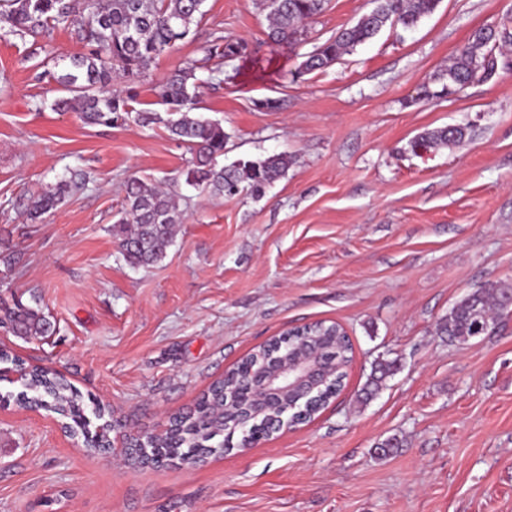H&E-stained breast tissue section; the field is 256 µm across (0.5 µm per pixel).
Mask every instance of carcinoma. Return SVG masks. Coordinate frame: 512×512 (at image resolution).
I'll list each match as a JSON object with an SVG mask.
<instances>
[{"label":"carcinoma","mask_w":512,"mask_h":512,"mask_svg":"<svg viewBox=\"0 0 512 512\" xmlns=\"http://www.w3.org/2000/svg\"><path fill=\"white\" fill-rule=\"evenodd\" d=\"M205 0H0V25L7 34L23 41L38 44V38L48 36L56 28H73L85 51L55 62L56 70L49 72L64 96L52 107L57 111L75 110L84 122L114 127L134 120L148 126L160 120L158 113L134 109L131 96H121L110 90L116 77L135 78L149 69L157 56L173 49L191 32L192 26L205 15ZM269 27L267 41L292 44L299 40L301 26L321 15L328 0H267ZM373 9L363 14L357 23L344 28L336 36L316 45L300 64V72L328 67L335 61L375 38L385 30L399 27L410 29L425 16L432 14L440 0H373ZM512 42V30L479 28L473 32L446 70L448 87L457 91L474 82L494 76L498 67L496 50ZM238 42L217 36L209 53L223 60L233 57ZM197 66L174 70L154 88L157 103L170 113L165 126L191 154L186 182L212 196L235 197L247 189L261 197L267 187L284 177L292 163L286 153L256 160H238L219 165L229 134L224 126L192 115L199 79ZM466 135L462 127L426 129L410 141L415 152L441 146L455 145ZM86 175L78 174L59 181L54 187L32 198L28 205L33 219L55 208L74 188L84 185ZM120 224L133 229L120 241L125 259L141 266L161 261L171 243L175 225L183 223V214L172 194L159 190L139 179L125 184L124 216ZM512 285L491 282L474 289L456 302L440 324L441 334L448 340H468L478 327L489 334L496 325V315L508 310ZM0 327L15 336H49L53 333L51 320L38 308L22 303L3 308ZM282 346L292 354L302 346L313 347L338 370L331 375L316 396L321 404L334 398L343 386L346 368L351 361L352 346L336 324L315 322L288 336H280L266 346L246 355L230 369L224 379L213 384L197 404L186 412L169 419V432L131 438L139 449L141 464L149 463L154 451H164L172 460L204 458L224 451L233 436L252 428L253 441L265 439L281 431L280 407H268L251 400L248 409L242 408L240 394L269 364L271 349ZM0 363L11 365L20 374L23 391L18 395L31 408L46 409L67 419L64 429L80 433L85 446L95 451L107 450L109 434L114 428L112 410L100 403L90 406L84 397L63 376L25 363L9 351L0 349ZM397 369L396 361L377 360L363 388V400L376 397Z\"/></svg>","instance_id":"1"}]
</instances>
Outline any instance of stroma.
Segmentation results:
<instances>
[{"label": "stroma", "mask_w": 512, "mask_h": 512, "mask_svg": "<svg viewBox=\"0 0 512 512\" xmlns=\"http://www.w3.org/2000/svg\"><path fill=\"white\" fill-rule=\"evenodd\" d=\"M371 8L330 0L301 43L271 46L262 0H206L174 51L113 81L153 111L154 86L215 36L245 42L249 57L199 72L194 112L228 133L220 164L292 156L258 199L186 185L189 154L164 124L53 110L43 72L83 52L72 30L34 55L0 34V304H38L55 325L32 339L0 328V348L59 372L135 436L291 328L335 322L353 346L342 392L311 421L191 464L135 468L88 450L56 413L0 406V512H512V313L466 343L437 333L465 294L512 283V53L488 81L421 97L474 30L512 22V0H441L417 27L298 74L316 39ZM451 126L466 127L462 143L409 150ZM73 169L85 186L30 221V195ZM131 178L168 186L183 213L150 266L125 260L114 226ZM394 358L361 402L372 362ZM390 437L399 446L381 455Z\"/></svg>", "instance_id": "35a3bbf8"}]
</instances>
